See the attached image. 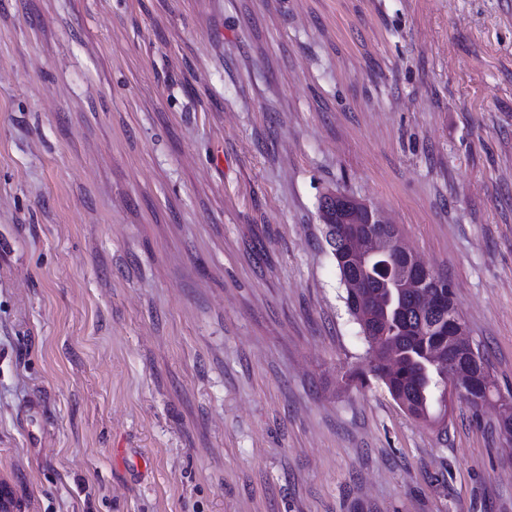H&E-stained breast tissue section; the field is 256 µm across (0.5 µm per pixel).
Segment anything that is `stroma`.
<instances>
[{
  "label": "stroma",
  "mask_w": 512,
  "mask_h": 512,
  "mask_svg": "<svg viewBox=\"0 0 512 512\" xmlns=\"http://www.w3.org/2000/svg\"><path fill=\"white\" fill-rule=\"evenodd\" d=\"M336 191L512 397V0H0L11 512H512L496 404L345 382ZM430 278H434L433 271L413 256V273L398 288H403L416 298L415 305L419 310L438 312L448 307V298L440 290L431 289L441 288L440 286L429 287L426 285Z\"/></svg>",
  "instance_id": "1"
}]
</instances>
